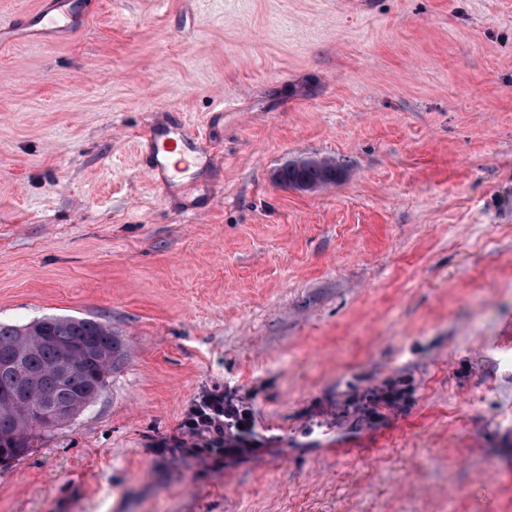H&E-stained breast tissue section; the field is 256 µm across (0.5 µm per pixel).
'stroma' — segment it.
<instances>
[{"instance_id": "stroma-1", "label": "stroma", "mask_w": 512, "mask_h": 512, "mask_svg": "<svg viewBox=\"0 0 512 512\" xmlns=\"http://www.w3.org/2000/svg\"><path fill=\"white\" fill-rule=\"evenodd\" d=\"M70 2L68 41L0 53V322L125 356L0 512H512V0ZM159 114L219 120L195 211L140 164ZM305 156L343 177L275 181ZM214 391L265 447L162 451ZM406 388L402 386L401 381L389 384H383L376 390L375 403L371 409H359L362 418L372 423L381 418L380 410L388 407H398L407 401Z\"/></svg>"}]
</instances>
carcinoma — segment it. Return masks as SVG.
I'll return each instance as SVG.
<instances>
[{
  "instance_id": "carcinoma-1",
  "label": "carcinoma",
  "mask_w": 512,
  "mask_h": 512,
  "mask_svg": "<svg viewBox=\"0 0 512 512\" xmlns=\"http://www.w3.org/2000/svg\"><path fill=\"white\" fill-rule=\"evenodd\" d=\"M342 167L323 158L289 161L276 171L286 187L336 183ZM124 344L100 320L47 316L26 325L0 323V463L26 458L51 430L43 403L67 408L62 426L104 391Z\"/></svg>"
}]
</instances>
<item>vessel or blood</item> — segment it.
<instances>
[{
	"instance_id": "b4317fda",
	"label": "vessel or blood",
	"mask_w": 512,
	"mask_h": 512,
	"mask_svg": "<svg viewBox=\"0 0 512 512\" xmlns=\"http://www.w3.org/2000/svg\"><path fill=\"white\" fill-rule=\"evenodd\" d=\"M31 24L19 26L10 22L0 24V49L4 50L22 40H37L58 43L68 40L82 25V18L69 8V0H43L40 8L33 12ZM194 150L213 159L210 150V129L196 128L186 123L170 125L157 122L149 137L140 145V158L150 180L158 186L173 187V176L166 163V144Z\"/></svg>"
}]
</instances>
